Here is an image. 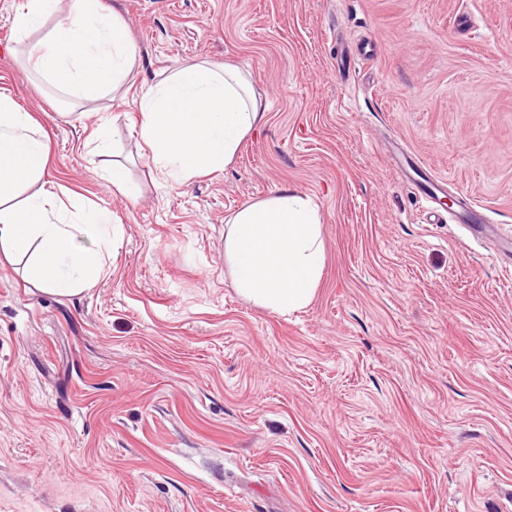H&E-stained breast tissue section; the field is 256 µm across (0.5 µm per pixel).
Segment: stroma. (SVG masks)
I'll use <instances>...</instances> for the list:
<instances>
[{"mask_svg":"<svg viewBox=\"0 0 512 512\" xmlns=\"http://www.w3.org/2000/svg\"><path fill=\"white\" fill-rule=\"evenodd\" d=\"M106 2L133 94L229 63L266 115L230 166L173 182L132 105L20 63L22 0H0V93L47 132L45 182L112 212L78 295L0 263V512H512V268L495 238L423 223L388 152L512 234V0ZM360 42L372 58L339 70ZM287 188L319 208L325 266L281 315L236 291L224 218Z\"/></svg>","mask_w":512,"mask_h":512,"instance_id":"35a3bbf8","label":"stroma"}]
</instances>
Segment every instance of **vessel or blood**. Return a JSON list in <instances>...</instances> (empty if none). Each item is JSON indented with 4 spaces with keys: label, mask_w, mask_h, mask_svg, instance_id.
Returning <instances> with one entry per match:
<instances>
[{
    "label": "vessel or blood",
    "mask_w": 512,
    "mask_h": 512,
    "mask_svg": "<svg viewBox=\"0 0 512 512\" xmlns=\"http://www.w3.org/2000/svg\"><path fill=\"white\" fill-rule=\"evenodd\" d=\"M392 155L402 178L415 186L418 197L424 202L427 223L444 224L452 222L462 224L473 233H481L487 230L490 219L483 208L476 203L461 205L459 209L450 213L442 211L440 196L443 187L438 178L429 174L418 156L406 152L397 145L393 146Z\"/></svg>",
    "instance_id": "b4317fda"
}]
</instances>
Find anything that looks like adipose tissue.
I'll list each match as a JSON object with an SVG mask.
<instances>
[{
  "label": "adipose tissue",
  "instance_id": "adipose-tissue-1",
  "mask_svg": "<svg viewBox=\"0 0 512 512\" xmlns=\"http://www.w3.org/2000/svg\"><path fill=\"white\" fill-rule=\"evenodd\" d=\"M59 3L25 0L17 10L13 26L26 61L46 80L88 99L106 90L130 95L138 55L122 18L101 0H69L65 22L46 40L30 42ZM131 97L153 164L181 183L229 166L242 139L264 118L252 74L230 64L182 67ZM48 156L41 124L1 93L0 256L10 260L35 249L28 281L76 295L103 274L101 249L112 244V219L93 210L67 212L60 194L40 184ZM20 186L31 192L16 204L12 197ZM224 256L250 301L279 314L305 308L324 268L316 205L292 189L242 205L226 220Z\"/></svg>",
  "mask_w": 512,
  "mask_h": 512
}]
</instances>
